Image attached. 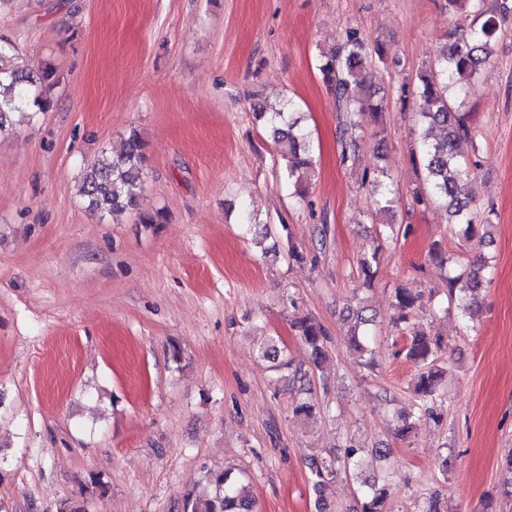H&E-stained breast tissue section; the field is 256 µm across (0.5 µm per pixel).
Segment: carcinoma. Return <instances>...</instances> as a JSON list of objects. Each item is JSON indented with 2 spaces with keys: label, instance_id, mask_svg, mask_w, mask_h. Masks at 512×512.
Returning <instances> with one entry per match:
<instances>
[{
  "label": "carcinoma",
  "instance_id": "carcinoma-1",
  "mask_svg": "<svg viewBox=\"0 0 512 512\" xmlns=\"http://www.w3.org/2000/svg\"><path fill=\"white\" fill-rule=\"evenodd\" d=\"M485 0H448V9L466 10L483 18L478 27L455 30L449 42L435 60L422 69L416 81L400 89L401 101L410 96L418 101L421 120L430 127L439 126L443 136L434 140L424 138L416 154L427 189L413 192L416 205L430 209L442 204L447 223L458 226V235L466 240L483 237L482 229L491 223L489 217L475 222L464 185L471 178L468 162L462 157L461 143L470 139V127L465 113L459 111L462 98L468 94L467 82L489 61L499 31L496 17L484 9ZM369 55L365 40L354 29L346 31L341 44L324 56L320 72L324 82L333 92L336 110L341 114L339 144L341 162L354 159L358 148L359 129L365 116L364 110L379 116L381 105L372 101L364 92L365 68ZM58 83L56 71L49 65L31 66L21 57L14 45L0 41V137L12 131L13 117L17 114L31 116L30 109L45 112L51 99L46 90ZM256 119L263 121L282 161V169L288 186L302 195L315 173L313 149L309 132L297 115L294 104L286 101L270 112L257 103L253 105ZM145 172V143L137 132H132L117 151L103 150L86 171L80 188L81 195L94 212L110 213L131 209L137 205ZM362 185L370 187L380 211H389L394 199L382 190L379 177L363 175ZM432 259L440 266L453 264L460 272L446 278L447 305L467 310V300L475 297L485 283L486 262L480 255L468 263L436 249ZM378 251L357 262V272L368 282L376 274ZM395 326L406 330V357L417 367L413 392L417 398L416 415L432 416L443 394L440 383L443 377L439 365L441 352L446 347L443 337L431 333L423 324L415 321L422 310L421 295L409 288L397 287L394 292ZM350 321L347 343L365 358V364L373 363V351L363 333V326L370 319L361 309L349 311ZM295 335L307 347L309 370L297 371L293 380L302 383L304 397L295 402L293 412L298 417L311 419L320 412V406L311 388L309 371L319 372L326 359L328 333L323 325L310 316L298 317L292 323ZM262 356L277 368H286L291 361L284 357V349L269 339L261 348ZM361 449L349 446L344 456L308 457L310 479L315 494V512H331L328 488L340 474H353L359 463ZM209 490L190 491L184 498V512H254L252 500L239 487L235 468L209 470L206 475ZM390 485L373 483L364 494L361 512H392Z\"/></svg>",
  "mask_w": 512,
  "mask_h": 512
}]
</instances>
